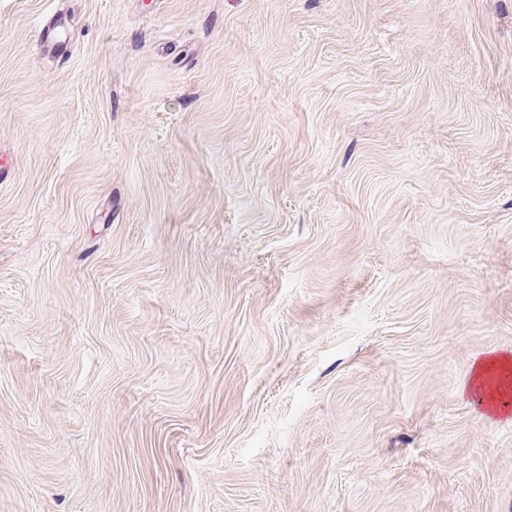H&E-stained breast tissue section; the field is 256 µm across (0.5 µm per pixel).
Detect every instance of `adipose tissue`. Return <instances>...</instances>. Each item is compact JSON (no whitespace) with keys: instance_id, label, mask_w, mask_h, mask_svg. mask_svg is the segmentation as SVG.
<instances>
[{"instance_id":"ef3b65f1","label":"adipose tissue","mask_w":512,"mask_h":512,"mask_svg":"<svg viewBox=\"0 0 512 512\" xmlns=\"http://www.w3.org/2000/svg\"><path fill=\"white\" fill-rule=\"evenodd\" d=\"M465 392L483 409L512 411V356L492 355L478 361Z\"/></svg>"}]
</instances>
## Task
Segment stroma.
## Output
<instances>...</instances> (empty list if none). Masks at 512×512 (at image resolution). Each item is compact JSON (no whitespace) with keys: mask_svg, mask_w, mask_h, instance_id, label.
Returning a JSON list of instances; mask_svg holds the SVG:
<instances>
[{"mask_svg":"<svg viewBox=\"0 0 512 512\" xmlns=\"http://www.w3.org/2000/svg\"><path fill=\"white\" fill-rule=\"evenodd\" d=\"M1 158L0 512H512V0H0ZM511 372L512 356L510 354L492 355L478 361L471 379L464 391L484 410L507 413L511 408ZM497 374L508 375L493 385Z\"/></svg>","mask_w":512,"mask_h":512,"instance_id":"1","label":"stroma"}]
</instances>
